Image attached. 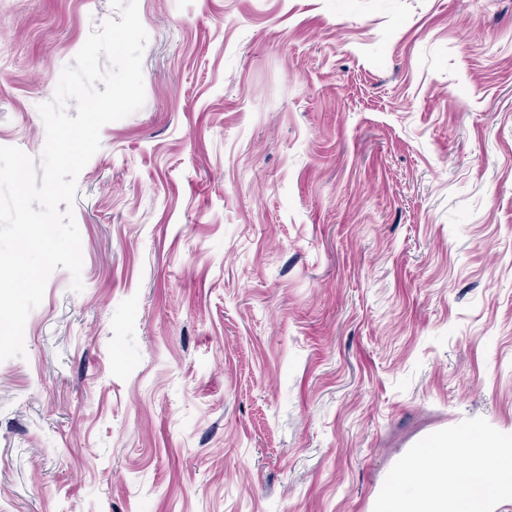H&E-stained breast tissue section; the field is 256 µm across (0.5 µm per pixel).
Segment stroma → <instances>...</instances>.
Wrapping results in <instances>:
<instances>
[{"label":"stroma","instance_id":"35a3bbf8","mask_svg":"<svg viewBox=\"0 0 512 512\" xmlns=\"http://www.w3.org/2000/svg\"><path fill=\"white\" fill-rule=\"evenodd\" d=\"M83 289L0 362V512H373L512 429V0H138ZM111 0H0V146Z\"/></svg>","mask_w":512,"mask_h":512}]
</instances>
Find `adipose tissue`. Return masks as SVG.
Returning a JSON list of instances; mask_svg holds the SVG:
<instances>
[{
	"label": "adipose tissue",
	"instance_id": "adipose-tissue-1",
	"mask_svg": "<svg viewBox=\"0 0 512 512\" xmlns=\"http://www.w3.org/2000/svg\"><path fill=\"white\" fill-rule=\"evenodd\" d=\"M465 455L466 467L450 472L449 454ZM512 489V431L469 429L436 438L400 468L378 494L375 512H495Z\"/></svg>",
	"mask_w": 512,
	"mask_h": 512
}]
</instances>
